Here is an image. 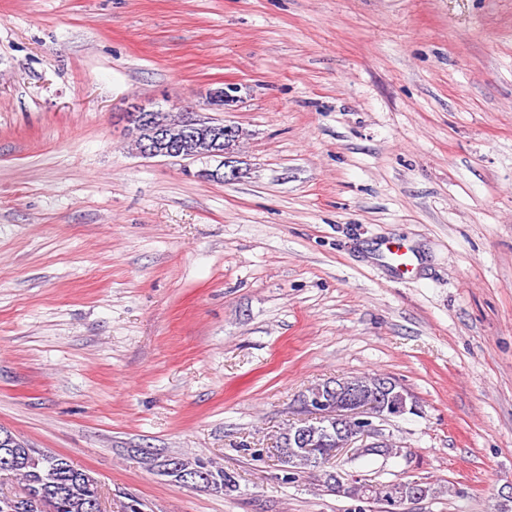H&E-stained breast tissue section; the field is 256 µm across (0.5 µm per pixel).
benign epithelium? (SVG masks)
I'll return each mask as SVG.
<instances>
[{
    "label": "benign epithelium",
    "mask_w": 512,
    "mask_h": 512,
    "mask_svg": "<svg viewBox=\"0 0 512 512\" xmlns=\"http://www.w3.org/2000/svg\"><path fill=\"white\" fill-rule=\"evenodd\" d=\"M232 133L233 128L229 124L212 125L195 117L187 121L185 128V137L189 139L198 134L208 136L215 148V154L224 157V166L230 168V175L234 177L239 173V169L234 166V147L237 138L233 137ZM170 153L171 142L168 140L166 128L155 126L152 137L142 146L140 154L145 157H167ZM382 383L390 392L387 404L383 408L391 417L399 418L418 411L417 402L404 388L387 378L382 380ZM300 408L310 415V418L298 422L300 426L312 420L321 424L334 422L341 428H350L348 442L337 445L334 451L336 455L346 450L355 455L366 448H378L383 444V434L373 421L383 408L378 402L350 391L341 381L336 383V399H330L321 391L313 400L307 396L302 398ZM354 439H360L364 444L354 448Z\"/></svg>",
    "instance_id": "obj_1"
}]
</instances>
